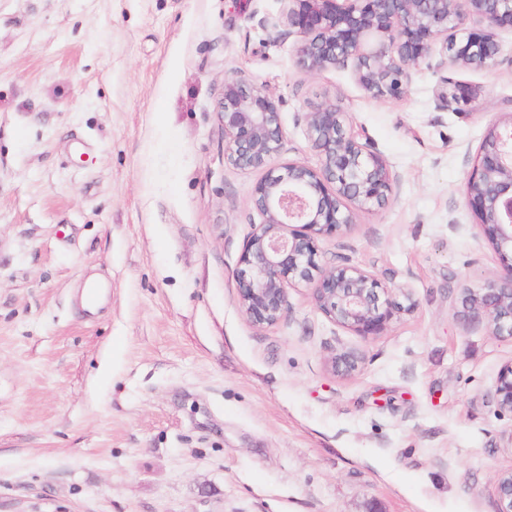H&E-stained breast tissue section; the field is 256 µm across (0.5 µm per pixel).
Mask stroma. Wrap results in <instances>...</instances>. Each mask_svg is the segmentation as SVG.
Masks as SVG:
<instances>
[{
  "mask_svg": "<svg viewBox=\"0 0 512 512\" xmlns=\"http://www.w3.org/2000/svg\"><path fill=\"white\" fill-rule=\"evenodd\" d=\"M281 9L0 0V512H496L512 418L488 395L512 338L466 322L459 292L499 267L466 182L512 110V31L496 67L445 73L480 94L442 110L432 62L383 101L351 69H301ZM235 72L278 100L280 162L318 166L306 115L329 103L388 161L393 200L318 240L320 264L411 293L380 334L303 286L275 326L241 310L262 174L224 161Z\"/></svg>",
  "mask_w": 512,
  "mask_h": 512,
  "instance_id": "stroma-1",
  "label": "stroma"
}]
</instances>
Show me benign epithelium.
<instances>
[{
    "label": "benign epithelium",
    "instance_id": "1",
    "mask_svg": "<svg viewBox=\"0 0 512 512\" xmlns=\"http://www.w3.org/2000/svg\"><path fill=\"white\" fill-rule=\"evenodd\" d=\"M278 35L297 29L298 64L316 72L351 67L367 97L401 99L413 69L438 58V68L489 69L498 64L496 31L512 30V0H281ZM470 15L482 29L463 27ZM440 106L471 103L476 91L448 76L441 79ZM224 126V160L242 171L263 170L251 203L262 222L247 239L235 282L240 307L256 326L278 324L288 313V288L310 287L312 299L332 322L364 336L382 332L398 312L413 311L405 293L363 268L343 261L318 262V237L349 228L356 213L380 207L394 193L387 161L363 135L346 127L345 113L325 104L307 113L306 134L320 166L281 155L285 132L267 89L241 73L224 77L217 105ZM467 199L478 225L499 256L492 278L465 288L460 302L469 320L482 322L492 336L512 337V115L489 126L468 177ZM344 373L360 356L343 351L331 359ZM490 399L499 414L512 415V363L499 372ZM498 512H512V471L496 479Z\"/></svg>",
    "mask_w": 512,
    "mask_h": 512
}]
</instances>
